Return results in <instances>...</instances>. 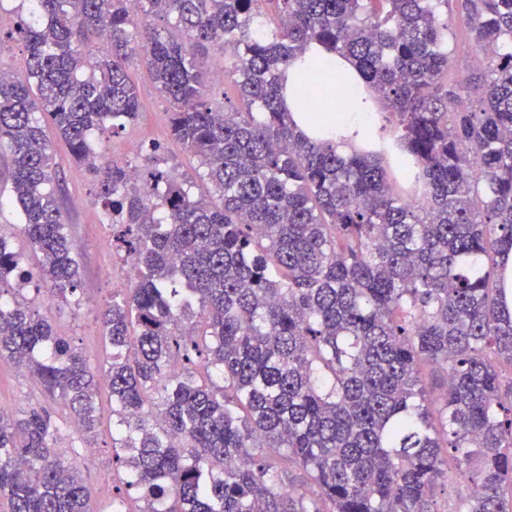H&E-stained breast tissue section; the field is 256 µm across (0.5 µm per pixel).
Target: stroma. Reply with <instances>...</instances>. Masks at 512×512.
Segmentation results:
<instances>
[{
    "label": "stroma",
    "mask_w": 512,
    "mask_h": 512,
    "mask_svg": "<svg viewBox=\"0 0 512 512\" xmlns=\"http://www.w3.org/2000/svg\"><path fill=\"white\" fill-rule=\"evenodd\" d=\"M140 101L136 122L105 142L102 150L110 162L122 163L143 153L149 145L161 149V157L178 173L194 177L196 159L175 141L169 131L168 104L152 82L140 56L126 63ZM54 161L62 180L61 201L70 227L74 251L81 266L80 303L64 306L50 303L40 312L72 336L75 346L92 367H100L109 350L97 327L101 307L111 301L116 287L131 285L127 265L112 245V232L102 224L100 207L93 195L94 177L77 165L66 144L54 141ZM41 405L55 416H62L60 405L42 393L30 375L18 369L11 360L0 359V408L12 412ZM100 426L94 442L97 457L92 467L83 469L86 484L98 494L101 512H107L112 500V393L108 383L99 385Z\"/></svg>",
    "instance_id": "1"
}]
</instances>
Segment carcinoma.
<instances>
[{
  "instance_id": "cac0c4a2",
  "label": "carcinoma",
  "mask_w": 512,
  "mask_h": 512,
  "mask_svg": "<svg viewBox=\"0 0 512 512\" xmlns=\"http://www.w3.org/2000/svg\"><path fill=\"white\" fill-rule=\"evenodd\" d=\"M21 2L0 211L18 209L38 263L0 235V359L65 419L0 410V512H98L82 447L62 446L66 422L96 434L97 374L28 289L80 304L45 114L133 271L100 316L112 512H432L450 458L470 488L454 512H512V0ZM458 26L483 58L465 90L448 79ZM138 51L219 203L156 145L105 160L139 114ZM319 51L351 70L331 78ZM211 53L245 109L212 94ZM333 80L379 116L348 152L290 119L328 133ZM425 368L443 373L434 401ZM6 52L3 54L2 61L6 67L11 68L17 76L23 74L24 60L27 56L25 44L18 38L7 43Z\"/></svg>"
}]
</instances>
